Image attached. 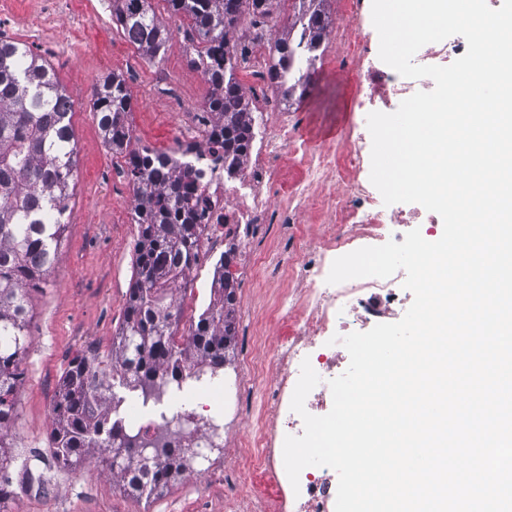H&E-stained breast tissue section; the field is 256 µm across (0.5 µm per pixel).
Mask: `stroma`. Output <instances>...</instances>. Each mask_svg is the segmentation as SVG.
Segmentation results:
<instances>
[{
    "label": "stroma",
    "mask_w": 512,
    "mask_h": 512,
    "mask_svg": "<svg viewBox=\"0 0 512 512\" xmlns=\"http://www.w3.org/2000/svg\"><path fill=\"white\" fill-rule=\"evenodd\" d=\"M77 3V9L63 13L59 0H0V36L41 54L66 87L79 150L71 218L59 261L43 288L29 296L31 345L22 363L24 376L9 435L7 476L27 466L43 474L46 487L39 493L14 487L7 510L231 512L219 470L227 449L240 451L248 442L250 425L243 417H225L224 445L208 454L212 474H187L148 498L127 493L118 475L95 462L71 470L58 466L51 456L52 407L61 378L70 361L87 349H96L103 357L111 355L134 274V194L123 158L102 141L91 90L107 75L122 74L133 95V139L158 149L174 147L173 132L182 114L194 111L210 93L203 74L187 62V42L193 37L190 22L172 14L166 0L153 2L171 38L160 60L148 59L125 40L112 23V0ZM314 82V94L294 111L304 134L319 141L330 131L339 139L353 127L362 133L363 146L371 147L367 116L356 105L350 73L338 69L328 53L316 65ZM224 250L220 244L206 255L191 271L186 290L178 292L180 331H187L209 303L214 266ZM299 286L292 274L279 279L260 276L238 285L237 334L259 335V342L249 350L263 365L262 379L275 373L269 358L288 316L284 310L272 312L271 303L282 290Z\"/></svg>",
    "instance_id": "1"
}]
</instances>
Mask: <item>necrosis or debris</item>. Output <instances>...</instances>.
Segmentation results:
<instances>
[{
    "mask_svg": "<svg viewBox=\"0 0 512 512\" xmlns=\"http://www.w3.org/2000/svg\"><path fill=\"white\" fill-rule=\"evenodd\" d=\"M338 4L336 23L346 31L338 64L355 69L359 107L397 106L415 92L427 90L430 81L426 78H405L392 69H356V62L370 53V42L357 0H338ZM271 30V25L256 26L245 17L238 21L231 37L230 50L237 56H243L241 44L245 41L265 47L264 52L244 56L251 69V84L244 93V102L250 116L263 117L264 126L254 132L236 164L225 165L223 150L213 142L211 134L217 120L208 106H200L191 113L188 122L175 133L179 139L190 134L198 140L192 150L178 152L176 159L180 165L201 174L198 192L203 199L205 231L200 250L205 253L216 243L234 241L240 258L236 266L224 271L232 280L252 277L260 262L250 245L256 230L268 224L288 227L298 223L300 208L320 209L329 223L346 225V232L332 240V249L339 256L390 240L403 242L407 226L418 218L414 212L405 217L388 212L363 178L369 162L353 135H346L340 148L302 139L281 83L274 77L276 53L269 48ZM296 148L301 149L308 172H337L346 187L343 198L332 194L317 196L300 185L286 186L282 158L288 150ZM298 275L303 282L300 292L292 296L280 293L274 306H291L301 312L302 318L289 323L286 336L276 345L273 358L278 369L274 379L266 384L260 405L249 402L250 388L245 379L221 388L195 378L191 381L197 394L194 406L169 413L154 411L140 423L141 430L148 435H166L182 446L208 448L212 445L210 436L187 431L189 422H211L229 410L248 416L252 451L245 457L233 456L225 466L224 497L250 499L258 512H330L329 506L336 498L333 469L306 467L301 472L305 482L296 490L284 468V439L297 424L290 401L300 366L302 361H310L321 379L334 378L336 353L320 346V339L329 334L345 336L381 323L400 303L396 284L405 277L399 271L385 279L366 277L333 285L326 281L328 270L320 252L302 260ZM244 473L250 475V485L241 484L240 476Z\"/></svg>",
    "mask_w": 512,
    "mask_h": 512,
    "instance_id": "4bbe7bcc",
    "label": "necrosis or debris"
}]
</instances>
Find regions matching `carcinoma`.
I'll list each match as a JSON object with an SVG mask.
<instances>
[{
	"mask_svg": "<svg viewBox=\"0 0 512 512\" xmlns=\"http://www.w3.org/2000/svg\"><path fill=\"white\" fill-rule=\"evenodd\" d=\"M172 13L188 18L198 49L190 64L202 69L212 87L210 109L223 121L215 135L224 161L234 165L248 139L242 120L239 82L224 44L242 14L262 17L273 0H166ZM301 23L275 41L278 65L288 74V96L306 91L319 58L328 16L326 0H292ZM123 37L146 55L166 53L168 30L152 0H112ZM93 108L106 146L124 156L133 184V223L137 225L134 275L126 316L112 357L76 356L65 371L53 406V456L65 468L80 466L87 450L101 448L108 468L129 492L148 497L190 469L192 457L168 444L139 462L121 452V421L103 410L112 381L142 389L181 383L186 364L195 372L224 367L235 345L237 302L234 282L225 277L210 303L191 324L189 353L172 351L170 337L180 321L175 293L188 284L202 234L191 175L171 162L173 150L132 146L128 121L133 97L119 74L107 76L92 92ZM78 168L71 123V101L54 70L26 44L0 36V472L6 439L15 417L14 394L23 379L21 365L30 344L26 293L42 287L54 270L71 216L69 200Z\"/></svg>",
	"mask_w": 512,
	"mask_h": 512,
	"instance_id": "cac0c4a2",
	"label": "carcinoma"
}]
</instances>
